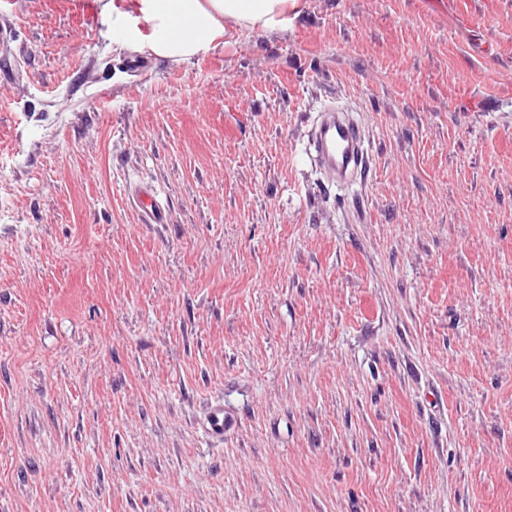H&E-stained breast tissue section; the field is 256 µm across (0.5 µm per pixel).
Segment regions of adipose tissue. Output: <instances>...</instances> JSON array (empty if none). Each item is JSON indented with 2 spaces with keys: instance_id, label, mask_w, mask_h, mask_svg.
<instances>
[{
  "instance_id": "adipose-tissue-1",
  "label": "adipose tissue",
  "mask_w": 512,
  "mask_h": 512,
  "mask_svg": "<svg viewBox=\"0 0 512 512\" xmlns=\"http://www.w3.org/2000/svg\"><path fill=\"white\" fill-rule=\"evenodd\" d=\"M293 0H134L133 8L150 26L149 36L125 26V12L100 0L107 29H123L128 46L186 62L212 50L228 27L268 29L285 21Z\"/></svg>"
}]
</instances>
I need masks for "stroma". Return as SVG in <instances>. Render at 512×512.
Returning a JSON list of instances; mask_svg holds the SVG:
<instances>
[{"label":"stroma","instance_id":"stroma-1","mask_svg":"<svg viewBox=\"0 0 512 512\" xmlns=\"http://www.w3.org/2000/svg\"><path fill=\"white\" fill-rule=\"evenodd\" d=\"M2 30L0 512H512V0H299L180 63L99 0ZM308 138L318 163L333 176L336 185H348L363 176L369 162L364 138L346 113L335 107L320 112Z\"/></svg>","mask_w":512,"mask_h":512}]
</instances>
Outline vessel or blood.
<instances>
[{
    "label": "vessel or blood",
    "mask_w": 512,
    "mask_h": 512,
    "mask_svg": "<svg viewBox=\"0 0 512 512\" xmlns=\"http://www.w3.org/2000/svg\"><path fill=\"white\" fill-rule=\"evenodd\" d=\"M308 138L318 163L337 185H347L366 171L369 158L363 135L346 113L333 107L320 112Z\"/></svg>",
    "instance_id": "obj_1"
}]
</instances>
